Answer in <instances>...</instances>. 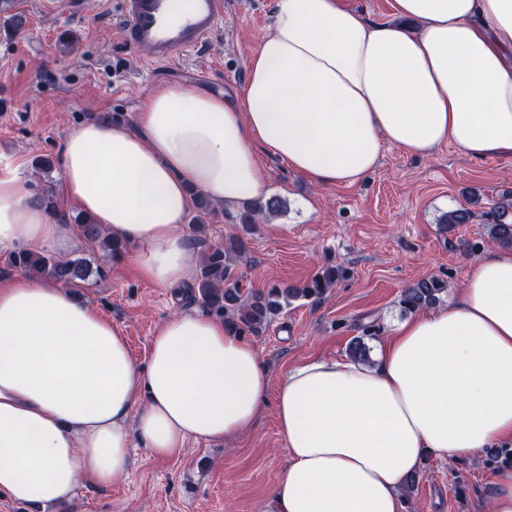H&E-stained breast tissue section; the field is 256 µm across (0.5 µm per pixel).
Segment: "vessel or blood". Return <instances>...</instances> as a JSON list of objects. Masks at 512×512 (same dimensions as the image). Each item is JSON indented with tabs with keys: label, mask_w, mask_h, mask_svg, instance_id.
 <instances>
[{
	"label": "vessel or blood",
	"mask_w": 512,
	"mask_h": 512,
	"mask_svg": "<svg viewBox=\"0 0 512 512\" xmlns=\"http://www.w3.org/2000/svg\"><path fill=\"white\" fill-rule=\"evenodd\" d=\"M123 42L165 65L202 46L224 23V0H119Z\"/></svg>",
	"instance_id": "1"
}]
</instances>
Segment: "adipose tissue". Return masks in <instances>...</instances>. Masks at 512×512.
I'll list each match as a JSON object with an SVG mask.
<instances>
[{
    "label": "adipose tissue",
    "instance_id": "obj_1",
    "mask_svg": "<svg viewBox=\"0 0 512 512\" xmlns=\"http://www.w3.org/2000/svg\"><path fill=\"white\" fill-rule=\"evenodd\" d=\"M412 27L343 0H277L239 97L153 88L134 125L84 122L60 145L64 192L131 244L140 276L179 289L202 252L191 191L234 208L262 197L260 154L318 185H351L385 147L450 144L512 159V0H392ZM81 237L0 172V247L64 255ZM274 404L287 464L261 512H406L407 475L512 441V250L479 257L455 300L393 324L368 363L319 357L279 385L254 347L179 313L146 364L97 310L29 277L0 284V495L50 507L110 486L131 442L168 459L250 430Z\"/></svg>",
    "mask_w": 512,
    "mask_h": 512
}]
</instances>
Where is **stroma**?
I'll list each match as a JSON object with an SVG mask.
<instances>
[{"label":"stroma","instance_id":"35a3bbf8","mask_svg":"<svg viewBox=\"0 0 512 512\" xmlns=\"http://www.w3.org/2000/svg\"><path fill=\"white\" fill-rule=\"evenodd\" d=\"M0 0V167L32 178L36 196L53 195L58 208L77 217L63 191L59 146L68 129L98 120L134 124L148 93L163 83L229 96L248 77V62L273 20L276 0H224V24L197 51L178 50L165 68L120 41L117 0ZM51 170H42L40 159ZM261 164L269 194L286 211L244 233L240 213L213 206L191 209L183 231L194 243L214 245L243 235L246 251L237 271L244 287L295 288L325 262L348 271L320 302L301 300L246 339L257 350L272 383L288 369L318 356L344 357L366 324L385 335L405 317L399 300L418 278L448 282L441 304L452 301L469 277L480 240L482 253L497 251L484 226L487 216L446 231L449 210L464 206L465 191L479 190L485 206L512 194L511 161H473L453 145L429 157L385 148L378 166L349 186L315 185L287 162L267 155ZM77 256L101 266L103 276L72 286L126 337L145 364L156 327L175 312L200 308L190 293L141 279L127 258L117 260L91 243ZM286 465L273 406L255 426L225 442H192L176 457L156 460L132 447L128 475L118 484H85L51 512H260ZM494 465L484 458L453 463L426 460L410 497L414 512H487Z\"/></svg>","mask_w":512,"mask_h":512}]
</instances>
